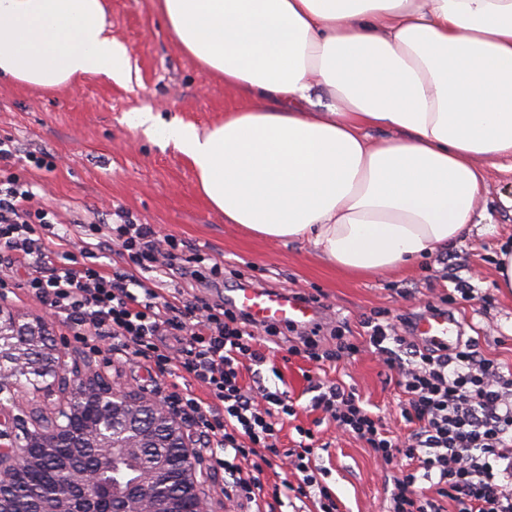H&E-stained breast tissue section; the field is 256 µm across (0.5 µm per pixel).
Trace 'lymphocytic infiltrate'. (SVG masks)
Here are the masks:
<instances>
[{"label":"lymphocytic infiltrate","instance_id":"obj_1","mask_svg":"<svg viewBox=\"0 0 512 512\" xmlns=\"http://www.w3.org/2000/svg\"><path fill=\"white\" fill-rule=\"evenodd\" d=\"M12 138L0 139V288L15 286L47 303L66 322L74 342L89 353L108 345L125 360H142L156 379H182L180 388L162 399L194 427L212 461L224 472V495L249 512H277L285 499L310 502L313 512H341L339 500L322 484L313 463V431L298 428V441L280 445L284 419L296 413L287 388L257 384L244 388L245 366L268 361L266 349L279 327L253 326L244 314L203 301H174L160 295V277L199 279L203 271L219 275L207 254L184 255L176 238L159 237L152 225L127 213L109 239L101 225L88 224L80 253L56 229L57 214L42 207L34 184L14 172ZM127 255L125 266L106 267L97 256L111 245ZM25 271L16 280L14 267ZM367 343L398 374L405 396L401 415L411 431L391 435L381 418L366 408L355 389L339 383L313 384L312 408L322 410L342 434L362 441L384 464L399 458L408 465L393 477L387 512H512V482L501 478L512 469V371L503 372L472 342L452 351L421 346L398 335L393 324L364 319ZM321 324L298 329L289 355L324 365L356 355L360 347L334 330V348L318 340ZM207 394L199 396L196 386ZM281 463L291 479L263 483L264 467ZM430 482L435 496L419 488Z\"/></svg>","mask_w":512,"mask_h":512}]
</instances>
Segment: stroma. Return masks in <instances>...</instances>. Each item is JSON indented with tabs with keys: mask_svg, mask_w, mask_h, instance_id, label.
<instances>
[{
	"mask_svg": "<svg viewBox=\"0 0 512 512\" xmlns=\"http://www.w3.org/2000/svg\"><path fill=\"white\" fill-rule=\"evenodd\" d=\"M113 38L129 57L131 87L101 74L86 75L52 91L0 84V137L17 140L22 151L49 155L51 169L27 167L41 202L70 226L71 251L82 246L81 227L102 215L124 210L133 220L154 225L160 235L199 248L218 264L230 263L244 284H259L317 298L327 325H344L350 335L364 333L362 322L374 312L389 319L436 305L463 327L464 338L479 351L512 369V295L498 288L495 258L512 245V164L486 166L487 191L480 202L487 221L457 247L410 268L381 276L352 278L325 265L306 245L256 238L240 225L225 223L197 187L192 163L155 133L132 126V112H150L161 124L192 122L207 126L224 118L244 96L223 81L201 74L172 42L151 0H107ZM466 291H457L458 282ZM87 363L115 383L151 389L153 378L136 362H122L110 350ZM297 413L286 418L284 446L297 439V427L313 428L327 450L315 463L326 468V483L341 500L342 512H384L387 481L406 466L386 465L361 441L341 435L334 424L311 410L306 374L356 389L392 434L409 431L401 416L398 376L378 356L364 350L353 358L311 368L299 357L275 354Z\"/></svg>",
	"mask_w": 512,
	"mask_h": 512,
	"instance_id": "stroma-1",
	"label": "stroma"
}]
</instances>
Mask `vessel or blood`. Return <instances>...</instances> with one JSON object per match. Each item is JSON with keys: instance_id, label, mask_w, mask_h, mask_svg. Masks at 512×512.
Instances as JSON below:
<instances>
[{"instance_id": "obj_1", "label": "vessel or blood", "mask_w": 512, "mask_h": 512, "mask_svg": "<svg viewBox=\"0 0 512 512\" xmlns=\"http://www.w3.org/2000/svg\"><path fill=\"white\" fill-rule=\"evenodd\" d=\"M225 303L247 313L257 325L304 326L317 317L314 306L283 292L268 288H238L225 295ZM460 327L445 315H427L416 324V334L427 344L454 348L461 340Z\"/></svg>"}]
</instances>
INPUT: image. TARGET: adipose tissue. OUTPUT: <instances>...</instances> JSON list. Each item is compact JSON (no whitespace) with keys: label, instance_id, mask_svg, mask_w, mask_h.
<instances>
[{"label":"adipose tissue","instance_id":"ef3b65f1","mask_svg":"<svg viewBox=\"0 0 512 512\" xmlns=\"http://www.w3.org/2000/svg\"><path fill=\"white\" fill-rule=\"evenodd\" d=\"M176 46L250 102L161 128L228 224L365 276L448 250L482 164L512 160V0H155ZM128 78L106 0H0V81ZM330 102L311 111L312 93ZM374 130L394 136L380 141Z\"/></svg>","mask_w":512,"mask_h":512}]
</instances>
